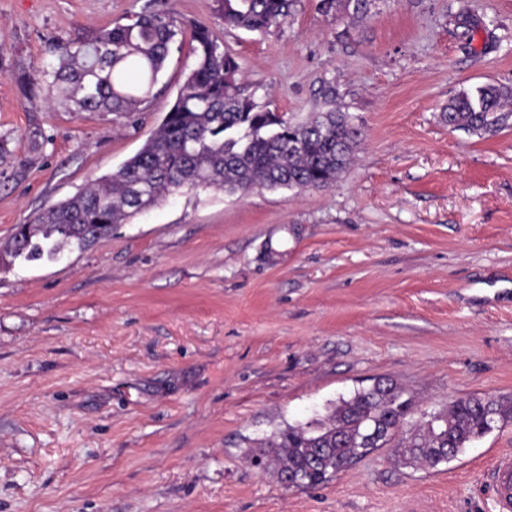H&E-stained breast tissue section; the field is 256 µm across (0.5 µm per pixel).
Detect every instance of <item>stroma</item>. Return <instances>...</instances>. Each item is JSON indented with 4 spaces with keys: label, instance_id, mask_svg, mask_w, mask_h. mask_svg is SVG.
I'll list each match as a JSON object with an SVG mask.
<instances>
[{
    "label": "stroma",
    "instance_id": "35a3bbf8",
    "mask_svg": "<svg viewBox=\"0 0 512 512\" xmlns=\"http://www.w3.org/2000/svg\"><path fill=\"white\" fill-rule=\"evenodd\" d=\"M146 0H0V241L133 156L195 58L173 50L137 125L32 104L58 43ZM235 57L256 102L294 122L336 109L362 131L325 190H182L55 261L0 273V512H494L482 471L512 424L434 469L378 448L285 488L256 442L389 377L421 419L512 395V121L441 114L512 89V0H296L267 33L214 0H168ZM470 25H463L461 9ZM512 89L488 84L475 93L462 92L448 101L442 112L443 121L451 128H460L477 134L496 132L512 117Z\"/></svg>",
    "mask_w": 512,
    "mask_h": 512
}]
</instances>
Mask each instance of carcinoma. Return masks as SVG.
I'll list each match as a JSON object with an SVG mask.
<instances>
[{
  "instance_id": "carcinoma-1",
  "label": "carcinoma",
  "mask_w": 512,
  "mask_h": 512,
  "mask_svg": "<svg viewBox=\"0 0 512 512\" xmlns=\"http://www.w3.org/2000/svg\"><path fill=\"white\" fill-rule=\"evenodd\" d=\"M371 0H321L326 12L367 13ZM224 25L266 32L291 14L294 0H216ZM185 31L174 12L151 5L131 22L105 28L91 41L65 47L30 82L32 102L67 112H112L134 118L150 103L172 47ZM194 67L160 126L112 173L30 221L29 233L12 236L0 250L12 260L52 261L89 239L110 235L163 198L182 189L214 187L246 194L268 189H323L347 168L361 130L343 112H321L292 122L245 94L239 65L208 26H190ZM512 89L488 84L448 101L443 121L477 134L497 131L512 116ZM414 400L382 377L322 419L290 426L264 443L252 462H273L291 488L324 485L353 461L391 443L407 466L436 467L468 445L512 423V398L472 394L405 427Z\"/></svg>"
}]
</instances>
